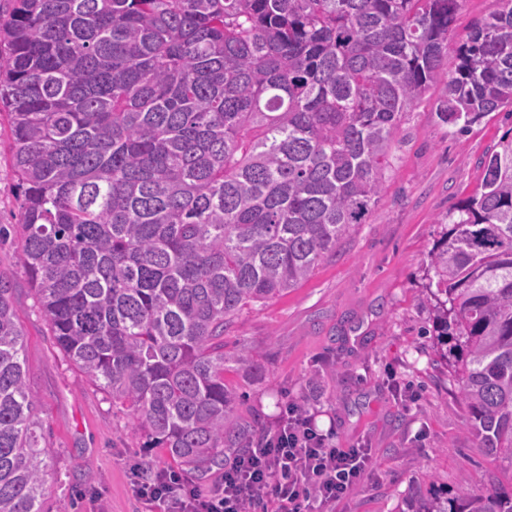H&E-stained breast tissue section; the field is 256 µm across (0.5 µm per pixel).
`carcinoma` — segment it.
Listing matches in <instances>:
<instances>
[{"mask_svg":"<svg viewBox=\"0 0 512 512\" xmlns=\"http://www.w3.org/2000/svg\"><path fill=\"white\" fill-rule=\"evenodd\" d=\"M464 0H13L0 125L24 269L63 357L203 480L250 434L224 326L307 280L378 201L434 84L464 131L512 107V0L447 71ZM421 305L483 455L512 466V135L448 212ZM0 270V512H44L51 450ZM454 342L448 347V342ZM449 351H444V348ZM411 512H512L433 492Z\"/></svg>","mask_w":512,"mask_h":512,"instance_id":"1","label":"carcinoma"}]
</instances>
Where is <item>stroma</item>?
<instances>
[{
    "label": "stroma",
    "instance_id": "obj_1",
    "mask_svg": "<svg viewBox=\"0 0 512 512\" xmlns=\"http://www.w3.org/2000/svg\"><path fill=\"white\" fill-rule=\"evenodd\" d=\"M497 0H464L449 49L496 12ZM443 85L409 112L380 198L314 274L288 294L243 311L226 327L224 348L251 346L259 379L229 365L224 383L235 415L254 435L274 428L287 403L305 405L316 428L339 446L371 444L374 470L335 512H404L409 497L512 485V467L484 457L469 414L433 348L428 311L418 297L425 268L445 230L440 219L479 190L483 163L512 116L494 112L467 131L439 123ZM0 139V225L18 223L21 198ZM18 235L0 244V268L17 282L15 308L25 363L38 396L37 415L53 460L45 476V512H146L131 491V466L173 468L165 449L150 448L130 417L66 362L21 268ZM413 397L397 398L394 385Z\"/></svg>",
    "mask_w": 512,
    "mask_h": 512
}]
</instances>
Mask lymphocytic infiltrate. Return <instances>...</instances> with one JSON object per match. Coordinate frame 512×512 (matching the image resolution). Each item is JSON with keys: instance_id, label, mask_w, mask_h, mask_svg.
<instances>
[{"instance_id": "f902f5d3", "label": "lymphocytic infiltrate", "mask_w": 512, "mask_h": 512, "mask_svg": "<svg viewBox=\"0 0 512 512\" xmlns=\"http://www.w3.org/2000/svg\"><path fill=\"white\" fill-rule=\"evenodd\" d=\"M367 443L340 448L306 409L288 404L278 426L236 455L210 489L161 469L134 477L135 498L155 512H331L369 474Z\"/></svg>"}]
</instances>
